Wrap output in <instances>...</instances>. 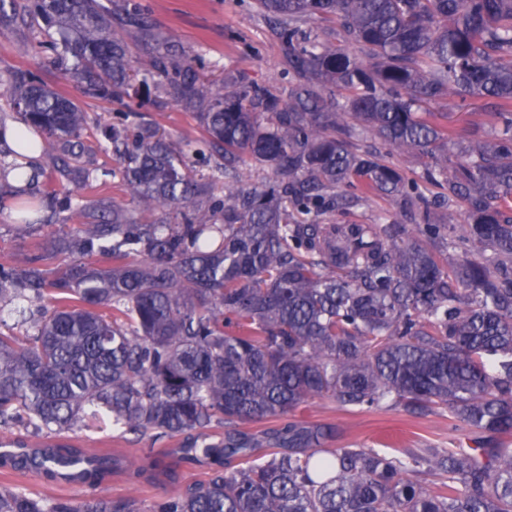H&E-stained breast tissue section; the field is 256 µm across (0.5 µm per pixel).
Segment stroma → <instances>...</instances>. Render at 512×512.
<instances>
[{
    "label": "stroma",
    "mask_w": 512,
    "mask_h": 512,
    "mask_svg": "<svg viewBox=\"0 0 512 512\" xmlns=\"http://www.w3.org/2000/svg\"><path fill=\"white\" fill-rule=\"evenodd\" d=\"M139 2L155 22L153 39H146L132 28H117L113 34L128 43L140 64L149 62L154 40L172 36L181 50L218 62L219 67L213 72L215 78H222L224 69L231 68L275 88L287 87L291 76L282 61L281 42L267 18L254 7V0ZM27 39L25 30H0V73H32L87 112L89 122L82 133L85 150L76 164L94 169L95 178L82 187L81 193L90 198H122L121 183L112 175L117 166L116 158L95 149L99 136L95 120L110 117L117 111V103L91 97L71 75L47 68L36 52H21L20 46ZM440 110L446 115L444 123L451 139L448 152L451 160L463 159L472 145L491 140L493 120L485 99H474L462 106L452 98L441 104ZM140 115L177 144L198 141L206 136L196 115L182 110L172 101L160 109L145 105ZM55 158V152L42 153L40 165L44 174L35 194L42 215L49 218L48 223L36 225L29 233L17 230L16 199L9 192L0 193V263L22 265L35 246L50 243L59 232L67 213L62 208L64 196ZM383 216L400 223L405 220L396 203L387 198L353 206L345 213H333L332 219L339 224H374ZM295 418L309 426L333 428L334 436L325 442L329 448L358 446L379 451L388 444L394 448H411L425 455L435 448L458 447L466 443L469 435L468 430L452 428L447 412L442 410L424 415L388 406L359 410L342 408L320 398L309 400ZM71 439L89 452L111 454L112 474L98 490L84 486L68 489L46 483L34 474L17 478L3 472H0V490L25 492L47 499L63 497L76 506L94 494L112 499L133 498L145 510L155 499L186 492L193 485L204 482L209 474L207 464H190L176 455V448L182 445L178 437L137 439L108 429L78 431L72 433Z\"/></svg>",
    "instance_id": "35a3bbf8"
}]
</instances>
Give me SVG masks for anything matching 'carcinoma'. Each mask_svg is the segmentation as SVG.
<instances>
[{"mask_svg": "<svg viewBox=\"0 0 512 512\" xmlns=\"http://www.w3.org/2000/svg\"><path fill=\"white\" fill-rule=\"evenodd\" d=\"M282 42L295 82L275 93L240 72L217 82L202 59L156 51L139 75L112 25L148 31L137 0H0V27H29L22 51L72 74L123 110L100 125L97 146L118 160L127 197H79L73 226L51 242L66 255L46 269L34 248L22 268L0 264V309L36 308L27 343L0 330V429L97 423L137 437H184L190 461L215 465L150 512H512V0H255ZM331 18L336 37L302 24ZM59 37H54L52 31ZM358 48L351 53L349 46ZM0 85L21 107L42 150L72 154L85 113L30 73ZM172 94L207 137L176 149L138 121L135 100ZM491 100L492 141L448 165V128L434 105ZM431 160L448 209L380 151ZM250 161L276 177L241 184ZM73 187L89 171L63 166ZM26 171L0 164L23 192ZM396 200L412 224H330L324 216L371 197ZM464 204L465 258L448 264V229ZM167 218L160 220L156 212ZM315 397L370 410H446L472 436L425 459L407 448H324L327 432L288 423V452L252 459L242 431L206 430L295 413ZM73 443L0 469L52 482L85 459ZM436 474L432 489L424 476ZM112 474L93 458L91 490ZM0 512H141L133 499H63L0 492Z\"/></svg>", "mask_w": 512, "mask_h": 512, "instance_id": "1", "label": "carcinoma"}]
</instances>
